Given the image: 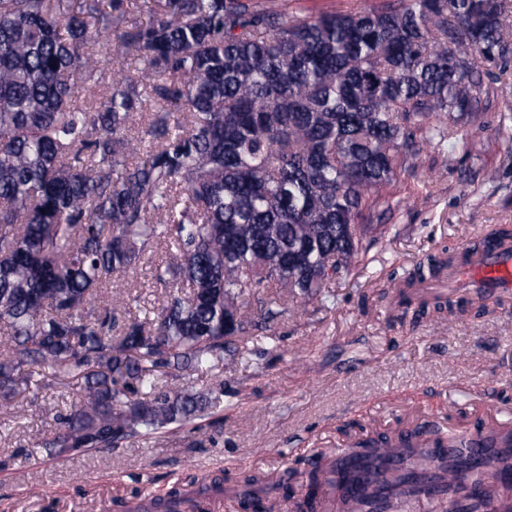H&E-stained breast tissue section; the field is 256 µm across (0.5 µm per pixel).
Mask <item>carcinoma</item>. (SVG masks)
Instances as JSON below:
<instances>
[{
  "mask_svg": "<svg viewBox=\"0 0 512 512\" xmlns=\"http://www.w3.org/2000/svg\"><path fill=\"white\" fill-rule=\"evenodd\" d=\"M510 83L512 0H0V408L83 382L58 455L211 414L224 380L161 376L348 275L397 173L453 161ZM161 250L159 306L104 299Z\"/></svg>",
  "mask_w": 512,
  "mask_h": 512,
  "instance_id": "cac0c4a2",
  "label": "carcinoma"
}]
</instances>
